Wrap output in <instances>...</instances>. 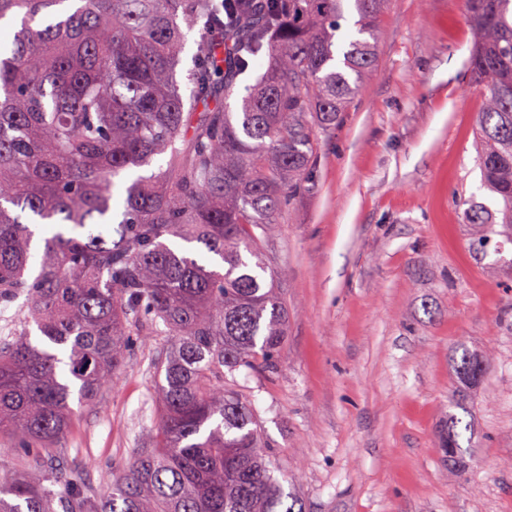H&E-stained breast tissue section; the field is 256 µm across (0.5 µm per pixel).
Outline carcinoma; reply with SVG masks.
I'll use <instances>...</instances> for the list:
<instances>
[{
    "label": "carcinoma",
    "instance_id": "cac0c4a2",
    "mask_svg": "<svg viewBox=\"0 0 512 512\" xmlns=\"http://www.w3.org/2000/svg\"><path fill=\"white\" fill-rule=\"evenodd\" d=\"M348 2L358 19L341 48ZM385 4L0 0V21L19 24L0 47V305L23 299L28 325L0 337V436L44 449L25 475L0 466V512H305L275 476L235 373L277 366L288 308L264 239L309 181L317 135L371 72ZM465 7L483 98L477 162L500 200L465 211L470 248L486 257L512 242V0ZM197 29L203 65L186 96L177 67ZM262 55L266 71L239 95L240 73ZM164 154L166 169L125 183L114 222L116 180ZM134 336L165 338L153 371L160 423L96 497L63 476L51 448L72 397L95 401ZM459 351L457 374L478 384L487 358ZM461 424L448 413L450 461L463 453Z\"/></svg>",
    "mask_w": 512,
    "mask_h": 512
}]
</instances>
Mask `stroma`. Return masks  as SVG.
<instances>
[{
	"label": "stroma",
	"instance_id": "stroma-1",
	"mask_svg": "<svg viewBox=\"0 0 512 512\" xmlns=\"http://www.w3.org/2000/svg\"><path fill=\"white\" fill-rule=\"evenodd\" d=\"M472 41L464 0H387L372 72L266 240L288 337L274 371L236 381L306 512H512V273L488 272L464 222L470 202L498 206L476 165ZM163 343L134 337L53 449L93 494L150 442ZM461 344L489 357L478 385L457 375ZM452 397L474 441L454 465ZM462 422V418H459L453 412L448 413V430L446 429L442 435L441 450L445 457H448L449 461H453L464 452L463 447L459 443L462 432L458 431V427Z\"/></svg>",
	"mask_w": 512,
	"mask_h": 512
}]
</instances>
